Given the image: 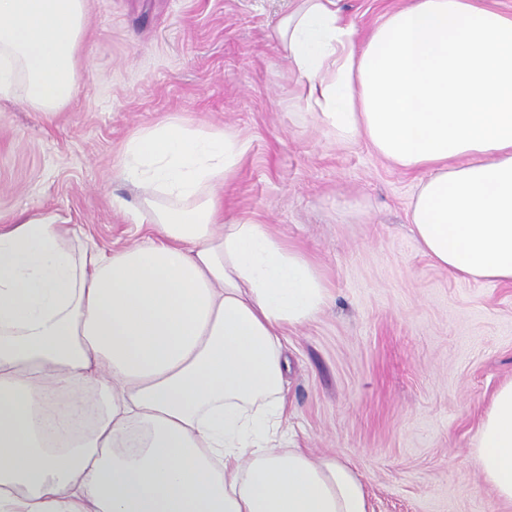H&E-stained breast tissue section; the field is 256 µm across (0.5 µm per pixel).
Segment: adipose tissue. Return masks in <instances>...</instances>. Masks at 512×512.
Segmentation results:
<instances>
[{"instance_id": "adipose-tissue-1", "label": "adipose tissue", "mask_w": 512, "mask_h": 512, "mask_svg": "<svg viewBox=\"0 0 512 512\" xmlns=\"http://www.w3.org/2000/svg\"><path fill=\"white\" fill-rule=\"evenodd\" d=\"M271 31L328 132L420 173L409 222L442 268L512 283V11L413 0L360 34L337 0ZM85 0H0V99L62 111ZM247 145L168 118L121 178L153 238L112 251L48 215L0 227V512H370L336 457L284 448L289 328L330 290L267 224L224 212ZM474 455L512 503V381Z\"/></svg>"}]
</instances>
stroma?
I'll list each match as a JSON object with an SVG mask.
<instances>
[{
	"label": "stroma",
	"instance_id": "1",
	"mask_svg": "<svg viewBox=\"0 0 512 512\" xmlns=\"http://www.w3.org/2000/svg\"><path fill=\"white\" fill-rule=\"evenodd\" d=\"M411 0H341L361 32ZM288 0H87L85 65L61 112L0 100V225L24 212L105 249L148 240L125 141L174 117L248 150L228 214L302 249L329 305L289 329L288 448L354 469L372 512H512L472 453L512 380V284L438 266L410 230L419 173L345 143L300 106L269 34Z\"/></svg>",
	"mask_w": 512,
	"mask_h": 512
}]
</instances>
